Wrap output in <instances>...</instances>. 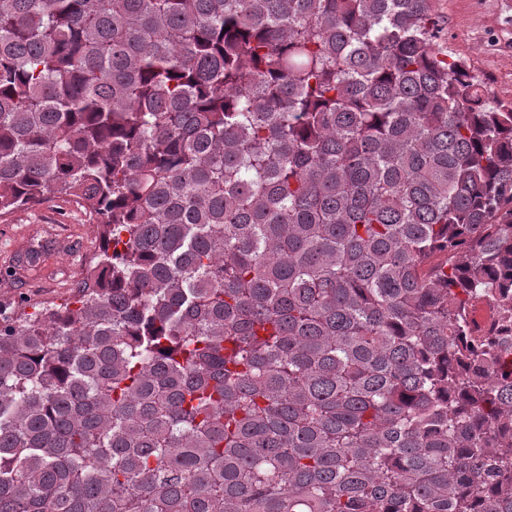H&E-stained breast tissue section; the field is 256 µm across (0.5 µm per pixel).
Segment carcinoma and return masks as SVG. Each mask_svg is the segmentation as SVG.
<instances>
[{"label": "carcinoma", "instance_id": "1", "mask_svg": "<svg viewBox=\"0 0 512 512\" xmlns=\"http://www.w3.org/2000/svg\"><path fill=\"white\" fill-rule=\"evenodd\" d=\"M51 194L102 238L0 313V512H512V102L434 0H0Z\"/></svg>", "mask_w": 512, "mask_h": 512}]
</instances>
